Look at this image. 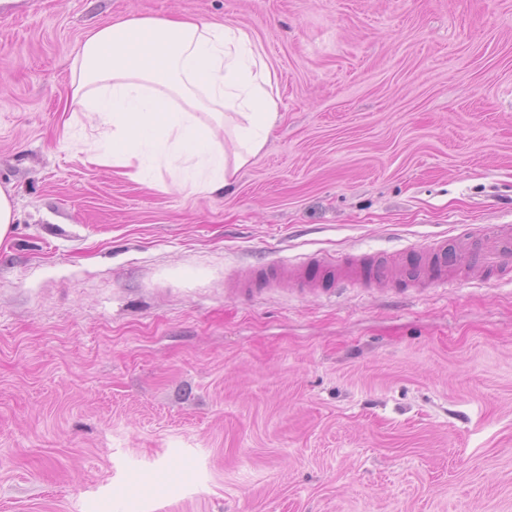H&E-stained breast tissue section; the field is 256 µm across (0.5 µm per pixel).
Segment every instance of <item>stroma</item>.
Segmentation results:
<instances>
[{
	"mask_svg": "<svg viewBox=\"0 0 512 512\" xmlns=\"http://www.w3.org/2000/svg\"><path fill=\"white\" fill-rule=\"evenodd\" d=\"M247 30L279 120L233 192L99 166L87 34ZM0 512H512V276L226 280L512 223V0H0ZM16 222V207L12 192L0 187V243L13 231Z\"/></svg>",
	"mask_w": 512,
	"mask_h": 512,
	"instance_id": "stroma-1",
	"label": "stroma"
}]
</instances>
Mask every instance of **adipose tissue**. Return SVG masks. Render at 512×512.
I'll return each mask as SVG.
<instances>
[{"instance_id":"obj_1","label":"adipose tissue","mask_w":512,"mask_h":512,"mask_svg":"<svg viewBox=\"0 0 512 512\" xmlns=\"http://www.w3.org/2000/svg\"><path fill=\"white\" fill-rule=\"evenodd\" d=\"M79 112L105 127L94 163L137 178L165 167L181 190H228L278 118L251 36L204 19L140 16L91 33L71 65Z\"/></svg>"}]
</instances>
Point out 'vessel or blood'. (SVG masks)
Returning a JSON list of instances; mask_svg holds the SVG:
<instances>
[{"mask_svg": "<svg viewBox=\"0 0 512 512\" xmlns=\"http://www.w3.org/2000/svg\"><path fill=\"white\" fill-rule=\"evenodd\" d=\"M465 258L488 275H512V225H461L452 238L441 237L420 248L413 264L402 256L379 263L325 257L281 263L275 270L281 278L303 281L313 294L331 297L363 279L398 282L408 289L448 284L455 281V268Z\"/></svg>", "mask_w": 512, "mask_h": 512, "instance_id": "b4317fda", "label": "vessel or blood"}]
</instances>
